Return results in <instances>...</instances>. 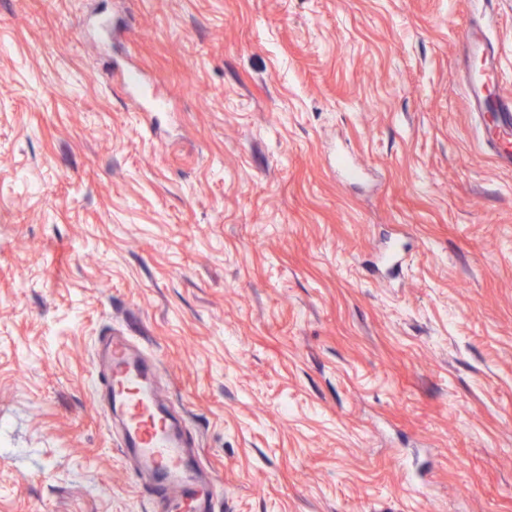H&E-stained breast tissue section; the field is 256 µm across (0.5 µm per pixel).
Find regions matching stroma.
I'll return each mask as SVG.
<instances>
[{"label":"stroma","mask_w":512,"mask_h":512,"mask_svg":"<svg viewBox=\"0 0 512 512\" xmlns=\"http://www.w3.org/2000/svg\"><path fill=\"white\" fill-rule=\"evenodd\" d=\"M476 19L512 96V0H0V512H153L102 398L115 336L216 512H512Z\"/></svg>","instance_id":"35a3bbf8"}]
</instances>
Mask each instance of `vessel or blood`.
Segmentation results:
<instances>
[{
    "mask_svg": "<svg viewBox=\"0 0 512 512\" xmlns=\"http://www.w3.org/2000/svg\"><path fill=\"white\" fill-rule=\"evenodd\" d=\"M464 82L481 119L482 137L497 160L512 166V97L497 89L498 59L485 28L463 34ZM109 377V409L118 415L124 440L148 481L155 512H215L211 478L197 475L187 456L184 432L155 395V364L128 337L111 338L102 352Z\"/></svg>",
    "mask_w": 512,
    "mask_h": 512,
    "instance_id": "obj_1",
    "label": "vessel or blood"
}]
</instances>
